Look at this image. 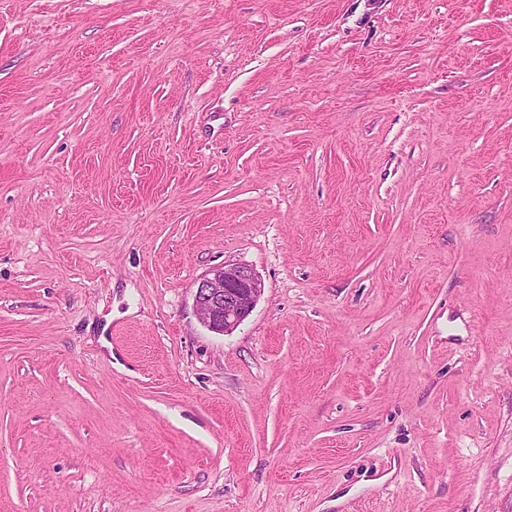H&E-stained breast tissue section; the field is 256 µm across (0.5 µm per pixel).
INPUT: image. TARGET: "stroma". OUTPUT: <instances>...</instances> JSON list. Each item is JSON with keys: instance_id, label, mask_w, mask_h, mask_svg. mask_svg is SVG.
Masks as SVG:
<instances>
[{"instance_id": "1", "label": "stroma", "mask_w": 512, "mask_h": 512, "mask_svg": "<svg viewBox=\"0 0 512 512\" xmlns=\"http://www.w3.org/2000/svg\"><path fill=\"white\" fill-rule=\"evenodd\" d=\"M0 512H512V0H0ZM264 285L248 267L224 265L203 275L195 288L193 306L211 332H233L252 312Z\"/></svg>"}]
</instances>
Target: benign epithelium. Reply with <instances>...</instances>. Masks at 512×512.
Returning a JSON list of instances; mask_svg holds the SVG:
<instances>
[{
  "mask_svg": "<svg viewBox=\"0 0 512 512\" xmlns=\"http://www.w3.org/2000/svg\"><path fill=\"white\" fill-rule=\"evenodd\" d=\"M264 285L248 267L224 265L203 275L195 288L193 306L211 332H233L252 312Z\"/></svg>",
  "mask_w": 512,
  "mask_h": 512,
  "instance_id": "obj_1",
  "label": "benign epithelium"
}]
</instances>
